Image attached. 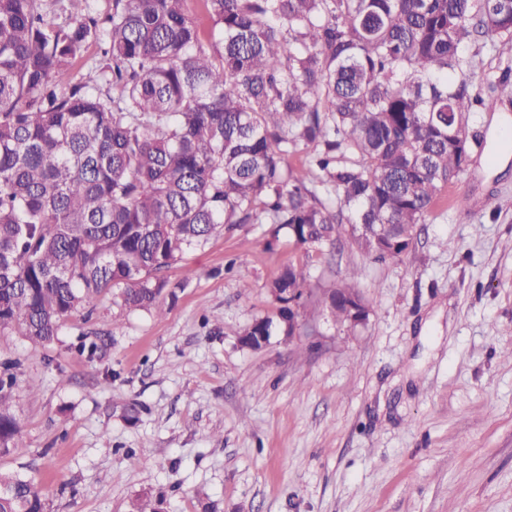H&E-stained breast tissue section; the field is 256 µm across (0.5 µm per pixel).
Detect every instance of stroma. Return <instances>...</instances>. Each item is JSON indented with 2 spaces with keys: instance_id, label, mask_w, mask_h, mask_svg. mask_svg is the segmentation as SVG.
Returning a JSON list of instances; mask_svg holds the SVG:
<instances>
[{
  "instance_id": "stroma-1",
  "label": "stroma",
  "mask_w": 512,
  "mask_h": 512,
  "mask_svg": "<svg viewBox=\"0 0 512 512\" xmlns=\"http://www.w3.org/2000/svg\"><path fill=\"white\" fill-rule=\"evenodd\" d=\"M483 43L485 91L512 76V44ZM483 100L481 148L397 259L242 224L166 270L163 315L107 293L47 347L0 333V361L22 363L23 429L0 471L34 478L48 512H129L144 492L165 512H512V147L498 134L512 102ZM290 264L317 295L358 267L366 325L310 304L294 337L242 346ZM81 336L94 358L71 350Z\"/></svg>"
}]
</instances>
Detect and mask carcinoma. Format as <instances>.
Instances as JSON below:
<instances>
[{
  "mask_svg": "<svg viewBox=\"0 0 512 512\" xmlns=\"http://www.w3.org/2000/svg\"><path fill=\"white\" fill-rule=\"evenodd\" d=\"M53 2L0 0V333L35 349L114 289L158 307L163 272L236 224L327 248L347 224L375 260L400 257L468 166L482 97L462 48L512 41V0H112L64 18ZM91 42L95 85L73 78ZM309 278L288 265L268 283L275 318L249 345L295 335ZM317 302L341 326L369 319L347 282ZM16 367L0 363L1 455L22 441ZM1 486L0 512H47L34 480Z\"/></svg>",
  "mask_w": 512,
  "mask_h": 512,
  "instance_id": "obj_1",
  "label": "carcinoma"
}]
</instances>
